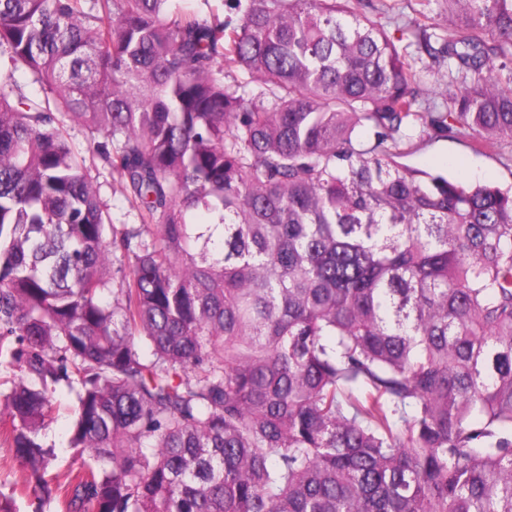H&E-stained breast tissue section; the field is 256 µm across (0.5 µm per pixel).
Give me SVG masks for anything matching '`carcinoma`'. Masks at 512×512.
<instances>
[{"label": "carcinoma", "mask_w": 512, "mask_h": 512, "mask_svg": "<svg viewBox=\"0 0 512 512\" xmlns=\"http://www.w3.org/2000/svg\"><path fill=\"white\" fill-rule=\"evenodd\" d=\"M447 2L436 48L363 0H0V436L35 512H512V193L398 162L416 128L512 145V0ZM180 8L196 13L200 18L210 19L218 15L224 16V0H174ZM409 61L414 68L420 72L424 79V93L421 98L422 107L441 105L442 99L435 92L431 91L432 75L438 72V64L433 63L432 59L427 55L417 52L416 45H411L407 48ZM97 183L101 200L108 204L109 214L114 225V232L123 230V224H142L138 213L130 206L125 192L120 184V177L112 172V178L104 171ZM74 401V390L66 385L57 387L51 398L52 417L41 433L45 445L52 446L55 450L57 458L52 474L58 475L60 481H64L69 471L76 469L81 464L76 450L70 448L68 443L72 431Z\"/></svg>", "instance_id": "1"}]
</instances>
